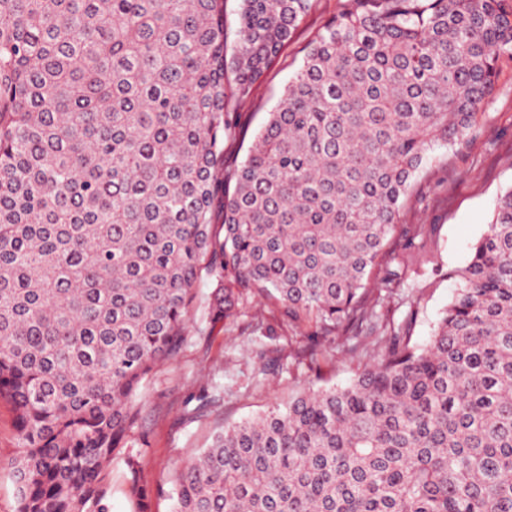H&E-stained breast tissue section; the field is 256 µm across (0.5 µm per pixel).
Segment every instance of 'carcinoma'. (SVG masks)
Listing matches in <instances>:
<instances>
[{"mask_svg":"<svg viewBox=\"0 0 512 512\" xmlns=\"http://www.w3.org/2000/svg\"><path fill=\"white\" fill-rule=\"evenodd\" d=\"M0 0V398L16 512H111L137 391L250 292L323 335L384 319L433 262L397 228L429 151L470 147L512 57V0H345L244 160L239 109L314 0ZM223 239L213 233L215 214ZM377 337L355 377L228 425L172 512H512V187L424 346ZM136 512L157 493L124 459Z\"/></svg>","mask_w":512,"mask_h":512,"instance_id":"cac0c4a2","label":"carcinoma"}]
</instances>
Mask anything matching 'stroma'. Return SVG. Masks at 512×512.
Wrapping results in <instances>:
<instances>
[{
  "label": "stroma",
  "instance_id": "1",
  "mask_svg": "<svg viewBox=\"0 0 512 512\" xmlns=\"http://www.w3.org/2000/svg\"><path fill=\"white\" fill-rule=\"evenodd\" d=\"M342 6L343 0H316L281 62L244 107L251 131L279 104L306 46ZM498 68L474 145L463 153L437 150L399 213V224L432 228L438 253L436 267L421 277L407 275L385 297L392 326L408 328L421 345L447 306L471 245L486 233L498 197L512 186V58L502 57ZM215 289V280L199 283L184 343L143 381L140 416L127 437L146 480L166 489L224 425L284 406L296 393L345 384L364 363L351 344L316 338L311 323L290 324L283 306L262 295L249 294L230 317L211 323ZM17 452L15 412L0 400V512L17 509L10 466Z\"/></svg>",
  "mask_w": 512,
  "mask_h": 512
}]
</instances>
